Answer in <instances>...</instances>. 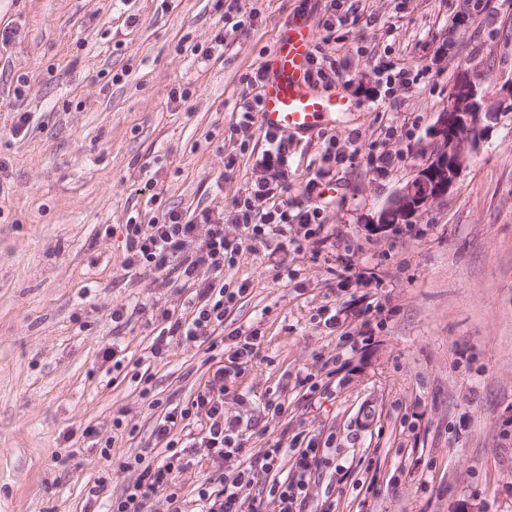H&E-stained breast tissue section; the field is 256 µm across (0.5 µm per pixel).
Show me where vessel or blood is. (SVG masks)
<instances>
[{
	"label": "vessel or blood",
	"instance_id": "b4317fda",
	"mask_svg": "<svg viewBox=\"0 0 512 512\" xmlns=\"http://www.w3.org/2000/svg\"><path fill=\"white\" fill-rule=\"evenodd\" d=\"M314 33L303 20L283 30L266 65L259 122L276 132L314 133L353 103L336 92H322L308 76Z\"/></svg>",
	"mask_w": 512,
	"mask_h": 512
}]
</instances>
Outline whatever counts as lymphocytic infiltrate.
Segmentation results:
<instances>
[{
	"mask_svg": "<svg viewBox=\"0 0 512 512\" xmlns=\"http://www.w3.org/2000/svg\"><path fill=\"white\" fill-rule=\"evenodd\" d=\"M265 141L266 148L258 161L264 175L246 188L232 212L169 210L147 224L134 220L126 224L127 268L151 267L164 281L192 290L187 312L163 311L151 348L153 360L163 359L174 338L206 346L211 352L224 346L219 337L224 315L249 291L245 282L232 290L224 286L226 258L241 249L240 243L227 238L225 225H237L247 241L256 243L269 236H286L289 224L294 222L320 224L319 207L310 203L289 213L287 201L277 192L288 178L291 144L287 137L269 132ZM261 342V334L254 330L233 346H224L228 349V366L217 368L184 402L152 400V407L159 410L154 440L166 454L155 459L144 452L121 462V469L135 471L136 478L112 499L110 512H146L150 500L160 493L165 496L167 512H184L177 478L186 458L200 448L206 450L214 473L196 487V512H262V500L252 494L262 474L269 478L267 498L274 502L276 512H306L311 473L321 453L315 440L290 450L277 442L270 444L254 464L237 467L229 476L224 473L225 462L247 455L249 441L242 417L224 410L227 397L238 402L243 399L242 394H230L226 380L231 368L256 357ZM287 461L293 473L283 478L279 471Z\"/></svg>",
	"mask_w": 512,
	"mask_h": 512,
	"instance_id": "f902f5d3",
	"label": "lymphocytic infiltrate"
}]
</instances>
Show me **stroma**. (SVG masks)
Returning <instances> with one entry per match:
<instances>
[{
	"mask_svg": "<svg viewBox=\"0 0 512 512\" xmlns=\"http://www.w3.org/2000/svg\"><path fill=\"white\" fill-rule=\"evenodd\" d=\"M326 3L224 0L245 22L235 30L219 26L211 0H0V30L14 32L0 44V512H105L136 478L120 462L162 455L141 391L189 398L208 354L171 341L148 384L134 380L161 312L182 310L188 292L127 270L124 228L172 209H235L262 175L264 148L260 124L229 132L242 78L298 19L347 62L333 88L356 109L289 136L282 196L301 202L315 181L323 231L291 225L224 267L230 287L250 284L224 315L225 335H263L231 385L247 404L224 409L249 419L255 451L291 447L301 432L331 439L335 465L315 471L311 512L328 498L337 512H512V114L491 122L447 197L386 232L366 226L413 178L459 73L491 77L492 101L512 94V0H344L340 42L324 38ZM461 15L467 23L454 24ZM219 31L223 55L197 58L194 46ZM382 60L417 81L386 93ZM183 88L188 97H173ZM19 112L31 124L14 138ZM332 137L347 158L320 180ZM358 272L371 286H346ZM376 301L384 310L365 324ZM325 307L337 329L320 323ZM345 331L370 340L342 347ZM110 343L121 367L102 357ZM310 374L322 390L305 384ZM269 399L282 414H266ZM104 475L106 491L89 498Z\"/></svg>",
	"mask_w": 512,
	"mask_h": 512,
	"instance_id": "stroma-1",
	"label": "stroma"
}]
</instances>
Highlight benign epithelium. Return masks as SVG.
Wrapping results in <instances>:
<instances>
[{"mask_svg": "<svg viewBox=\"0 0 512 512\" xmlns=\"http://www.w3.org/2000/svg\"><path fill=\"white\" fill-rule=\"evenodd\" d=\"M488 96L467 78H462L451 94L448 110L439 114L429 137L425 159L414 177L371 219L373 230L409 223L419 212L444 197L479 147L487 122L498 113L487 108Z\"/></svg>", "mask_w": 512, "mask_h": 512, "instance_id": "benign-epithelium-1", "label": "benign epithelium"}]
</instances>
